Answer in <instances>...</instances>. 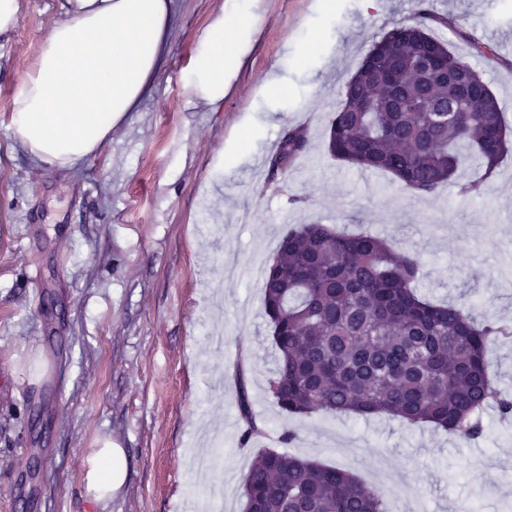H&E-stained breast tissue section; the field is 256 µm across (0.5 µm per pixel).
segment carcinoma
<instances>
[{"label": "carcinoma", "mask_w": 512, "mask_h": 512, "mask_svg": "<svg viewBox=\"0 0 512 512\" xmlns=\"http://www.w3.org/2000/svg\"><path fill=\"white\" fill-rule=\"evenodd\" d=\"M452 25L430 0H418L412 23L373 41L340 90L328 135L330 155L392 174L411 197L437 192L474 160L481 182L492 179L508 152L500 102L483 72L431 34ZM381 50L396 61L392 87L368 68ZM441 57L448 76L423 65ZM478 112L468 111L465 97ZM268 162L305 153L303 126L284 129ZM420 262L370 233L344 234L329 224L288 230L262 283L263 310L273 331L275 370L269 391L291 415L357 414L428 422L463 440L484 434L482 411L496 404L506 419L512 399L492 383L488 355L512 326L479 321L464 304H434L417 292ZM242 444L259 433L240 385ZM243 512H387L382 492L345 470L264 449L243 483Z\"/></svg>", "instance_id": "1"}]
</instances>
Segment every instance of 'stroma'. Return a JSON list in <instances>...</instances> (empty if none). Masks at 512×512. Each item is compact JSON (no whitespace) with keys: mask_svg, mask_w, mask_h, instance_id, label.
<instances>
[{"mask_svg":"<svg viewBox=\"0 0 512 512\" xmlns=\"http://www.w3.org/2000/svg\"><path fill=\"white\" fill-rule=\"evenodd\" d=\"M242 2L174 0L148 92L67 169L35 161L12 125L63 0H20L0 37V512H198L214 487L224 512H243L263 448L348 470L389 512H512V420L495 408L472 442L429 423L283 413L261 290L288 229L319 222L417 253L421 292L512 325V151L480 191L449 183L413 198L391 174L329 154L340 88L417 0H336L328 14L316 0H261L223 101L204 104L190 81L197 36ZM433 4L453 20L433 35L483 71L512 128V0ZM475 41L499 64L473 56ZM273 75L280 93L263 94ZM289 126L308 129L310 148L275 173L268 158ZM243 391L260 428L246 445ZM107 439L128 476L102 507L83 461Z\"/></svg>","mask_w":512,"mask_h":512,"instance_id":"obj_1","label":"stroma"}]
</instances>
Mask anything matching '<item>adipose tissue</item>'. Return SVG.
Listing matches in <instances>:
<instances>
[{
    "label": "adipose tissue",
    "instance_id": "adipose-tissue-1",
    "mask_svg": "<svg viewBox=\"0 0 512 512\" xmlns=\"http://www.w3.org/2000/svg\"><path fill=\"white\" fill-rule=\"evenodd\" d=\"M173 0H65L66 20L49 31L35 69L13 102L20 142L38 162L71 167L101 150L147 92L161 64ZM252 26L225 14L200 31L192 74L209 103L240 62ZM127 477L114 443L85 458L84 484L97 503Z\"/></svg>",
    "mask_w": 512,
    "mask_h": 512
}]
</instances>
